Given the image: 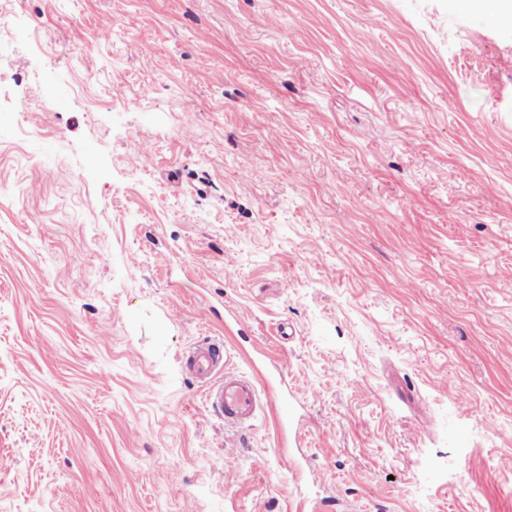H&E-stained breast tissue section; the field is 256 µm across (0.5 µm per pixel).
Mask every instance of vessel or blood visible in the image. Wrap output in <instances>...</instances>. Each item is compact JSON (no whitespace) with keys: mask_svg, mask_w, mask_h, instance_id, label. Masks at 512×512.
I'll list each match as a JSON object with an SVG mask.
<instances>
[{"mask_svg":"<svg viewBox=\"0 0 512 512\" xmlns=\"http://www.w3.org/2000/svg\"><path fill=\"white\" fill-rule=\"evenodd\" d=\"M231 354L223 345L204 342L188 356V367L199 382L208 386L206 400L211 410L230 427H251L260 410L274 412L278 422H286L292 411L281 394H261L256 380L228 370Z\"/></svg>","mask_w":512,"mask_h":512,"instance_id":"b4317fda","label":"vessel or blood"}]
</instances>
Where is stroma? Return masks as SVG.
<instances>
[{
	"label": "stroma",
	"mask_w": 512,
	"mask_h": 512,
	"mask_svg": "<svg viewBox=\"0 0 512 512\" xmlns=\"http://www.w3.org/2000/svg\"><path fill=\"white\" fill-rule=\"evenodd\" d=\"M303 407L225 430L186 367ZM465 401H458V393ZM512 512V24L458 0H13L0 512Z\"/></svg>",
	"instance_id": "1"
}]
</instances>
